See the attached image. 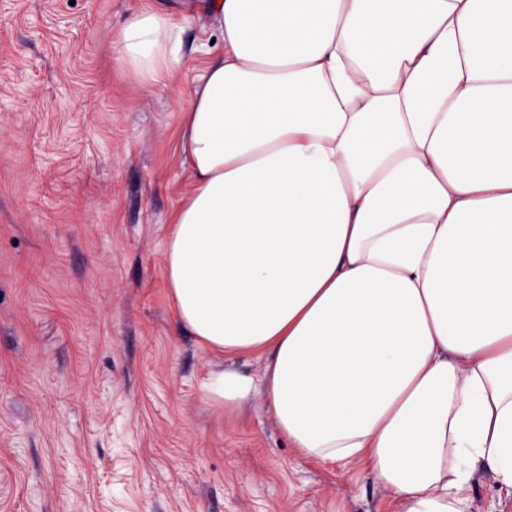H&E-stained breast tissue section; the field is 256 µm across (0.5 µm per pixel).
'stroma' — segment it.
I'll return each instance as SVG.
<instances>
[{
    "label": "stroma",
    "instance_id": "stroma-1",
    "mask_svg": "<svg viewBox=\"0 0 512 512\" xmlns=\"http://www.w3.org/2000/svg\"><path fill=\"white\" fill-rule=\"evenodd\" d=\"M210 0H0V512H397L370 466L302 459L264 395L180 323L162 266L188 190L181 115L223 54ZM165 14L138 62L126 24ZM161 67L165 79H143ZM467 512H512L476 463Z\"/></svg>",
    "mask_w": 512,
    "mask_h": 512
}]
</instances>
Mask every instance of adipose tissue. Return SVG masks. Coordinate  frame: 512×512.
Listing matches in <instances>:
<instances>
[{
    "instance_id": "1",
    "label": "adipose tissue",
    "mask_w": 512,
    "mask_h": 512,
    "mask_svg": "<svg viewBox=\"0 0 512 512\" xmlns=\"http://www.w3.org/2000/svg\"><path fill=\"white\" fill-rule=\"evenodd\" d=\"M163 276L234 413L368 459L402 512L512 489V0H213ZM134 17L118 56L171 31ZM463 496L467 498L468 512H512V495L499 488L494 475L482 461L473 465Z\"/></svg>"
}]
</instances>
